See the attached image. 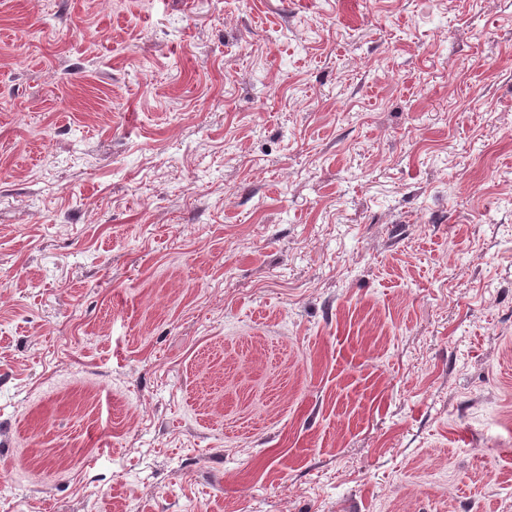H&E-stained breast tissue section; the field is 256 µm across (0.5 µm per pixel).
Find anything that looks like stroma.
Listing matches in <instances>:
<instances>
[{"instance_id": "obj_1", "label": "stroma", "mask_w": 512, "mask_h": 512, "mask_svg": "<svg viewBox=\"0 0 512 512\" xmlns=\"http://www.w3.org/2000/svg\"><path fill=\"white\" fill-rule=\"evenodd\" d=\"M0 512H512V0H0Z\"/></svg>"}]
</instances>
